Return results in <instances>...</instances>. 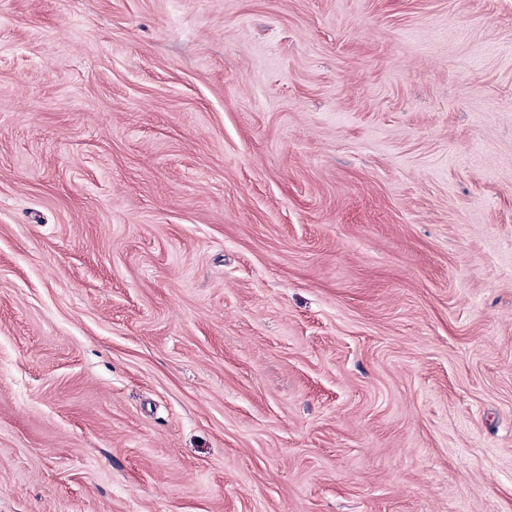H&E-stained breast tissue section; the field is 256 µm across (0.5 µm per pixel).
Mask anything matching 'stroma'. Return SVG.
Segmentation results:
<instances>
[{"label":"stroma","instance_id":"35a3bbf8","mask_svg":"<svg viewBox=\"0 0 512 512\" xmlns=\"http://www.w3.org/2000/svg\"><path fill=\"white\" fill-rule=\"evenodd\" d=\"M0 512H512V0H0Z\"/></svg>","mask_w":512,"mask_h":512}]
</instances>
